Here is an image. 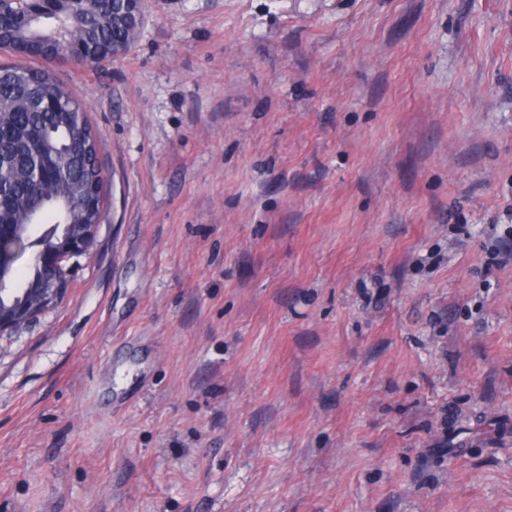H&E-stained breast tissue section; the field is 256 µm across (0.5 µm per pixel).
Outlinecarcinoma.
I'll return each mask as SVG.
<instances>
[{
	"label": "carcinoma",
	"mask_w": 512,
	"mask_h": 512,
	"mask_svg": "<svg viewBox=\"0 0 512 512\" xmlns=\"http://www.w3.org/2000/svg\"><path fill=\"white\" fill-rule=\"evenodd\" d=\"M123 14L124 0H73L70 37L86 47L89 57L102 62L134 42L135 29L124 22ZM42 18L39 24H23L9 16L0 26L8 39H40L54 31L57 14L45 10ZM98 151L86 107L50 68L0 65V197L7 202L0 226L13 224L26 237L0 242L13 254L0 274V301L20 296L21 289L41 275L33 262L16 266L26 248L43 245L50 250L57 225L98 220L99 212L86 208L88 185L99 175ZM39 210L42 230L33 238L32 215Z\"/></svg>",
	"instance_id": "cac0c4a2"
}]
</instances>
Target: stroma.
<instances>
[{
  "mask_svg": "<svg viewBox=\"0 0 512 512\" xmlns=\"http://www.w3.org/2000/svg\"><path fill=\"white\" fill-rule=\"evenodd\" d=\"M64 60L105 220L0 339V512H512V0H145Z\"/></svg>",
  "mask_w": 512,
  "mask_h": 512,
  "instance_id": "stroma-1",
  "label": "stroma"
}]
</instances>
